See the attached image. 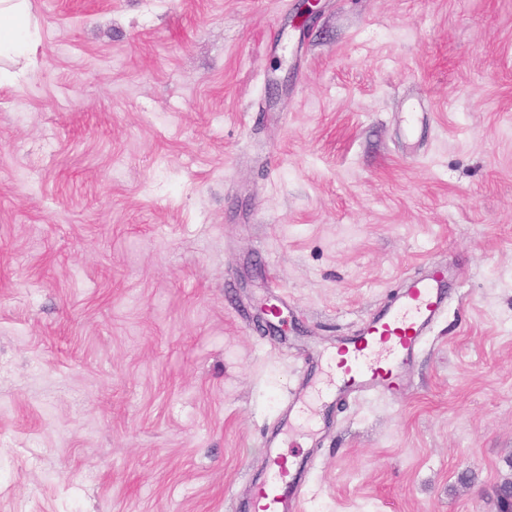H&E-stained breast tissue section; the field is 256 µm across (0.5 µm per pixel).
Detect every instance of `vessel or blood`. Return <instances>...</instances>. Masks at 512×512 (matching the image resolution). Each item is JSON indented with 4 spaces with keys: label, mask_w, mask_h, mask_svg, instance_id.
Instances as JSON below:
<instances>
[{
    "label": "vessel or blood",
    "mask_w": 512,
    "mask_h": 512,
    "mask_svg": "<svg viewBox=\"0 0 512 512\" xmlns=\"http://www.w3.org/2000/svg\"><path fill=\"white\" fill-rule=\"evenodd\" d=\"M448 276L447 270L437 268L408 279L395 305L364 323L357 334L344 337L336 348L343 361L317 390L318 400L326 404L375 394L396 395L408 366L446 306ZM266 446L268 476L256 490L255 512H297L301 491L294 473L302 462L282 455L279 433L267 437Z\"/></svg>",
    "instance_id": "b4317fda"
}]
</instances>
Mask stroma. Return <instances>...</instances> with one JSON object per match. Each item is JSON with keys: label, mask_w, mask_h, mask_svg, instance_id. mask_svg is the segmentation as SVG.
I'll use <instances>...</instances> for the list:
<instances>
[{"label": "stroma", "mask_w": 512, "mask_h": 512, "mask_svg": "<svg viewBox=\"0 0 512 512\" xmlns=\"http://www.w3.org/2000/svg\"><path fill=\"white\" fill-rule=\"evenodd\" d=\"M299 4L31 0L0 85V512H250L309 353L431 263L406 386L283 450L302 512H500L512 0H321L306 31Z\"/></svg>", "instance_id": "1"}]
</instances>
